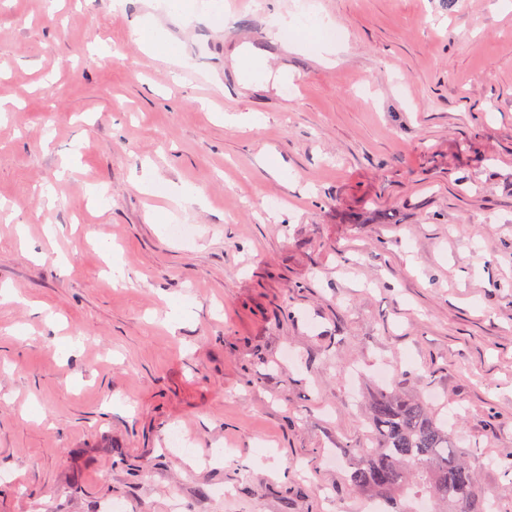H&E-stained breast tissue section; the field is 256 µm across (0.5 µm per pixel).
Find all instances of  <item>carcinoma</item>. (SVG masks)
Masks as SVG:
<instances>
[{"label": "carcinoma", "instance_id": "1", "mask_svg": "<svg viewBox=\"0 0 512 512\" xmlns=\"http://www.w3.org/2000/svg\"><path fill=\"white\" fill-rule=\"evenodd\" d=\"M370 424L368 444L344 449L352 490L381 499L389 512H413L400 505L406 497L429 501L431 512H489L474 471L428 403L380 394Z\"/></svg>", "mask_w": 512, "mask_h": 512}]
</instances>
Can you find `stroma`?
<instances>
[{"mask_svg": "<svg viewBox=\"0 0 512 512\" xmlns=\"http://www.w3.org/2000/svg\"><path fill=\"white\" fill-rule=\"evenodd\" d=\"M217 2L0 0V512H367L338 458L384 390L512 512V0ZM274 38L288 45V42L297 46L314 48L320 57L329 60L328 57L335 54L334 37L330 35L328 24L316 20L313 29H304L295 26L288 17H281L276 24ZM138 34L144 51L152 56L175 57L179 53L178 44L170 41L163 30L150 20L143 24Z\"/></svg>", "mask_w": 512, "mask_h": 512, "instance_id": "35a3bbf8", "label": "stroma"}]
</instances>
